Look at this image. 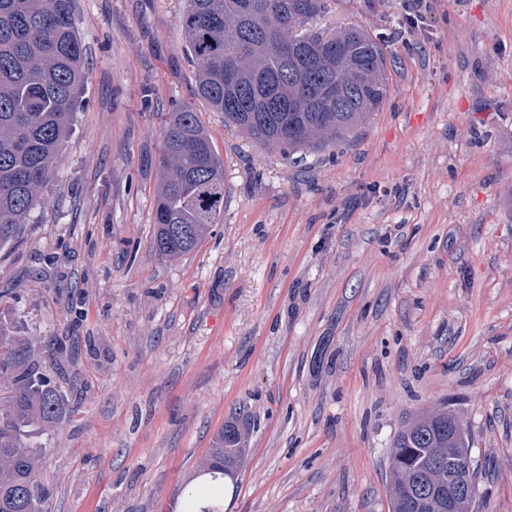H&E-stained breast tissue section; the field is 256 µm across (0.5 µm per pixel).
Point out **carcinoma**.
I'll return each mask as SVG.
<instances>
[{
    "mask_svg": "<svg viewBox=\"0 0 512 512\" xmlns=\"http://www.w3.org/2000/svg\"><path fill=\"white\" fill-rule=\"evenodd\" d=\"M330 0H185L179 22L196 64V96L224 121L285 160L350 138L388 94L379 42L357 26L321 35L296 29L327 13ZM75 0H0V245L41 205L86 79ZM224 209V160L191 104L163 120L153 248L164 257L193 252ZM22 349L0 331V512H42L46 490L31 435L53 423L60 393L46 376L19 369ZM469 459L468 436L447 408L419 415L394 436L391 512H475L477 495L457 508L434 486L460 476L448 463ZM245 454L227 421L199 462L196 512H223V480Z\"/></svg>",
    "mask_w": 512,
    "mask_h": 512,
    "instance_id": "1",
    "label": "carcinoma"
}]
</instances>
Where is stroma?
<instances>
[{
	"label": "stroma",
	"mask_w": 512,
	"mask_h": 512,
	"mask_svg": "<svg viewBox=\"0 0 512 512\" xmlns=\"http://www.w3.org/2000/svg\"><path fill=\"white\" fill-rule=\"evenodd\" d=\"M333 0L307 33L384 45L389 92L289 162L195 96L184 0H76L87 80L43 204L0 247V328L62 395L42 512H187L229 418L224 512H389L393 438L448 407L480 512H512V0ZM195 104L224 209L152 248L160 113Z\"/></svg>",
	"instance_id": "obj_1"
}]
</instances>
